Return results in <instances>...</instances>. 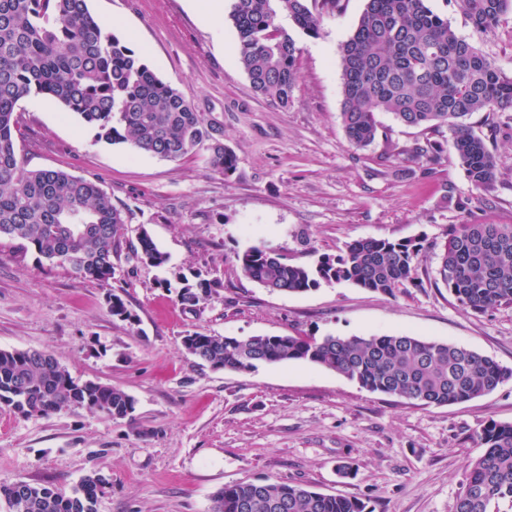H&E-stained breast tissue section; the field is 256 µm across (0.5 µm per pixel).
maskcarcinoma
Listing matches in <instances>:
<instances>
[{"mask_svg":"<svg viewBox=\"0 0 512 512\" xmlns=\"http://www.w3.org/2000/svg\"><path fill=\"white\" fill-rule=\"evenodd\" d=\"M480 33L493 30L512 0H454ZM342 0H233L229 18L238 34L239 62L254 91L288 106L299 78V37L320 35L321 16ZM288 17L290 27L282 24ZM341 120L349 142L371 145L380 112L424 130L451 133L458 163L472 186L490 189L501 156L467 122L475 112H512V78L474 44L459 37L426 0H366L350 38L339 48ZM41 96L61 104L98 130V137L128 143L137 152L178 160L202 156L227 175L236 157L197 111L144 59L106 30L87 0H0V238L19 242L82 280L112 278L113 255L123 238L122 209L99 184L57 169H26L18 154L19 102ZM442 144L426 140L408 159L437 162ZM139 258L161 267L167 256L147 231ZM435 270L458 303L475 313L512 305V224H452ZM422 241L357 240L313 266L288 262L265 245L237 255L244 276L278 293L299 294L321 283H350L393 295L413 279ZM212 284L183 283L178 300L194 307ZM184 349L215 370L251 371L261 364L303 361L332 370L360 387L423 405L461 403L512 379V368L471 348L408 334L384 336H247L195 332ZM0 407L47 416L63 407L107 419L134 412V399L115 387L79 382L51 355L0 350ZM483 454L468 464L454 512H488L512 501V424L488 422L479 433ZM109 485L85 476L72 494L19 480L0 484L8 512H97ZM211 512H370L358 498L325 494L298 483L257 479L229 483Z\"/></svg>","mask_w":512,"mask_h":512,"instance_id":"1","label":"carcinoma"}]
</instances>
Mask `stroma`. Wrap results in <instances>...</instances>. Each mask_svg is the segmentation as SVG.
<instances>
[{
    "mask_svg": "<svg viewBox=\"0 0 512 512\" xmlns=\"http://www.w3.org/2000/svg\"><path fill=\"white\" fill-rule=\"evenodd\" d=\"M366 0H342L321 34L303 37L288 107L259 97L236 54L228 16L203 24L187 0H88L165 82L219 125L235 156L227 176L199 158L163 159L110 143L53 100L22 101L17 145L31 169L97 180L123 207L121 248L104 284L75 278L0 239V349L52 355L80 382L119 388L132 418L64 408L23 417L0 409V484L24 480L69 494L88 474L109 484L98 512H210L224 484L267 478L367 501L373 512H454L467 465L484 452L490 420L512 423V379L484 396L426 406L373 393L302 361L248 372L200 365L182 346L195 332L322 337L410 334L474 349L512 368V305L465 310L434 281L436 251L390 296L347 283L280 294L244 277L236 256L260 243L289 262L315 264L360 239L443 242L449 225L512 224V126L469 123L503 163L493 189L470 184L456 157L408 160L424 132L379 113L382 131L352 146L341 121L339 45ZM457 35L512 78V13L481 34L453 0H428ZM148 231L165 266L135 255ZM212 292L182 306L183 281ZM133 317L113 316L109 295ZM349 462L352 476L336 467Z\"/></svg>",
    "mask_w": 512,
    "mask_h": 512,
    "instance_id": "35a3bbf8",
    "label": "stroma"
}]
</instances>
